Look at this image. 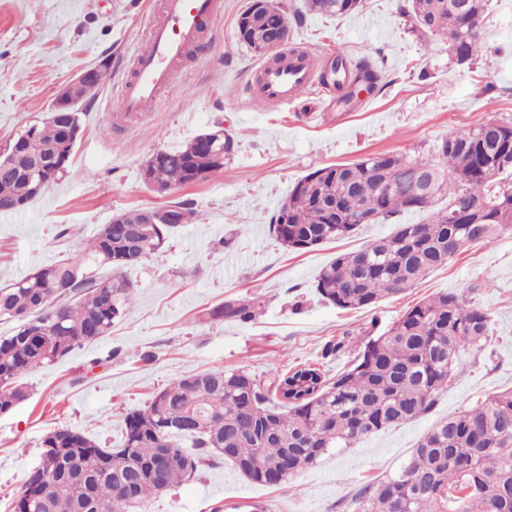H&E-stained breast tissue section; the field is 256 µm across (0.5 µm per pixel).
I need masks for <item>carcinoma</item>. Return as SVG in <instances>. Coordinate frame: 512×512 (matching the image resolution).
I'll return each instance as SVG.
<instances>
[{
  "mask_svg": "<svg viewBox=\"0 0 512 512\" xmlns=\"http://www.w3.org/2000/svg\"><path fill=\"white\" fill-rule=\"evenodd\" d=\"M488 0H409L405 15L420 33H442L453 61L473 64L485 49ZM360 0H302L307 12L346 17ZM355 79L375 87L379 75L366 58L355 63ZM80 113L28 127L12 145L44 160L53 152L70 158L68 132ZM434 157L369 156L325 167L328 177L308 188L299 179L274 216L272 230L288 251L314 248L353 235L405 211L429 212L418 224H400L389 236L341 253L316 277L322 299L343 310L368 308L399 294L469 247L512 231V123L481 124L450 134L433 147ZM161 186L190 184L189 168L206 179L224 169L192 140L177 151H158ZM27 158H0L6 202L24 208L39 194L24 173ZM141 210L131 209L103 225L72 261L39 267L0 288V317L38 320L44 336L36 344L18 325L0 336V405L19 399L13 390L26 371L51 365L86 342L102 337L131 304L122 271L158 254L178 225L137 248L132 229ZM93 263L113 268L96 281L82 271ZM251 299H227L207 312L211 320L247 323L258 313ZM487 312L454 292L423 301L380 336L364 344L353 367L334 379L322 363L275 376L268 384L240 369L189 373L157 392L146 408L125 418L120 447L103 448L74 430L55 429L42 442V480L10 503L11 512H131L192 479L203 464L230 449L225 461L247 480L277 485L279 462L289 456L292 478L316 466L333 450L428 414L448 389L455 369L490 336ZM191 443V449L180 446ZM174 463L161 483L147 482L131 499L116 483L137 480L159 451ZM357 512H512V389L438 420L400 467L365 485Z\"/></svg>",
  "mask_w": 512,
  "mask_h": 512,
  "instance_id": "1",
  "label": "carcinoma"
}]
</instances>
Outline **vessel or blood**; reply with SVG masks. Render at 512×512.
Masks as SVG:
<instances>
[{"label": "vessel or blood", "mask_w": 512, "mask_h": 512, "mask_svg": "<svg viewBox=\"0 0 512 512\" xmlns=\"http://www.w3.org/2000/svg\"><path fill=\"white\" fill-rule=\"evenodd\" d=\"M218 6V0H163L161 18L149 24L145 49L133 56V76L119 89L125 113L136 115L157 104L173 81L175 64L197 41L205 22L217 15ZM318 79L317 54L296 45L284 50L281 62L262 65L249 92L269 105H283Z\"/></svg>", "instance_id": "1"}]
</instances>
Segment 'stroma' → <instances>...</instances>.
Listing matches in <instances>:
<instances>
[{"instance_id":"35a3bbf8","label":"stroma","mask_w":512,"mask_h":512,"mask_svg":"<svg viewBox=\"0 0 512 512\" xmlns=\"http://www.w3.org/2000/svg\"><path fill=\"white\" fill-rule=\"evenodd\" d=\"M248 2L221 0L203 50L177 63L156 108L126 118L116 91L160 0H0V143L41 123L81 71L108 64L106 80L83 102L82 133L58 180L25 208L0 210V285L75 257L121 210L176 200L200 214L171 233L163 253L127 271L133 305L109 335L20 379L25 399L0 414V512L21 493L52 430L74 429L115 447L128 413L191 372L239 368L265 382L272 371L320 361L336 376L361 344L442 292L486 311L492 335L466 357L430 413L365 436L272 487L215 459L143 512H348L353 496L395 469L436 421L512 388V233L471 247L402 293L345 311L318 295L321 268L397 225L422 222L423 214H398L300 252L285 250L270 228L309 172L380 153L429 157L450 134L512 122V0H490L488 50L468 69L450 60L445 36L411 31L407 0H362L343 19L299 16L301 0H278L291 43L317 53L323 65L340 52L379 68L376 89L351 103L332 89L279 107L247 91L262 64L236 36ZM219 124L234 139L222 171L167 194L143 181L153 153L182 148ZM62 224L72 229L65 242L56 238ZM230 298L254 300L261 312L248 323L208 319V310ZM329 345L336 354L322 358Z\"/></svg>"}]
</instances>
